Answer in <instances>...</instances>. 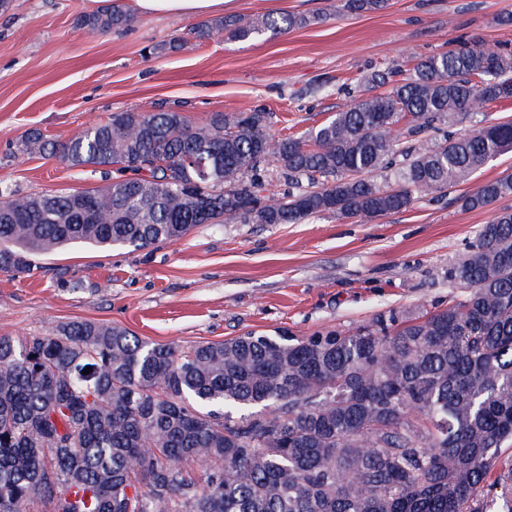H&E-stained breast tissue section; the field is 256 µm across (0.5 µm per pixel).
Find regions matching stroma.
<instances>
[{
    "label": "stroma",
    "mask_w": 512,
    "mask_h": 512,
    "mask_svg": "<svg viewBox=\"0 0 512 512\" xmlns=\"http://www.w3.org/2000/svg\"><path fill=\"white\" fill-rule=\"evenodd\" d=\"M117 0H12L0 13V187L21 194L102 186L99 174L39 153L16 155L31 130L63 143L121 110H177L202 125L215 112L274 113L273 137L299 135L345 110L347 85L471 39L512 51V0H389L337 11L338 0H227L225 17L326 12L325 21L266 41L189 35L192 20L137 15L92 33L81 16ZM180 38L162 56L150 47ZM512 173L499 156L438 203L369 223L320 213L300 224H201L138 251L82 246L37 257L29 274L0 273V336L48 333L73 321L126 328L189 347L254 331L309 336L378 314L446 307L448 267L495 207L461 203L477 181Z\"/></svg>",
    "instance_id": "stroma-1"
}]
</instances>
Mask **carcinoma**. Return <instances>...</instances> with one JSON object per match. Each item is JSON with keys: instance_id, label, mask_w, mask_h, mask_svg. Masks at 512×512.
Returning a JSON list of instances; mask_svg holds the SVG:
<instances>
[{"instance_id": "cac0c4a2", "label": "carcinoma", "mask_w": 512, "mask_h": 512, "mask_svg": "<svg viewBox=\"0 0 512 512\" xmlns=\"http://www.w3.org/2000/svg\"><path fill=\"white\" fill-rule=\"evenodd\" d=\"M320 20L236 16L189 33L267 40ZM131 21L114 7L80 26ZM367 84L347 109L277 140L262 110L203 125L126 110L64 143L27 133L15 155L47 153L106 185L1 189L0 272L29 274L32 254L70 244L140 250L198 224L323 212L367 223L439 201L512 152V121L482 117L512 99L511 53L463 42ZM379 85L389 90L371 93ZM460 118L474 129L450 131ZM272 173L285 185L273 199ZM508 197L512 174L462 206ZM448 282L461 294L446 308L302 338L185 348L95 321L0 336V512H512L511 208L480 226Z\"/></svg>"}]
</instances>
